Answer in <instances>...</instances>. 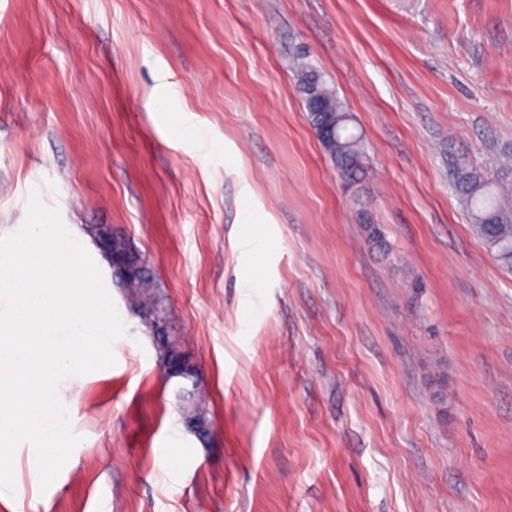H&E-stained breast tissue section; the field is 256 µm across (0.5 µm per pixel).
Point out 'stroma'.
<instances>
[{
    "label": "stroma",
    "mask_w": 512,
    "mask_h": 512,
    "mask_svg": "<svg viewBox=\"0 0 512 512\" xmlns=\"http://www.w3.org/2000/svg\"><path fill=\"white\" fill-rule=\"evenodd\" d=\"M306 56L365 141L360 203ZM512 148V0H0V237L31 194L147 259L205 434L128 332L0 512H512V273L453 190ZM383 225L389 254L364 221Z\"/></svg>",
    "instance_id": "stroma-1"
}]
</instances>
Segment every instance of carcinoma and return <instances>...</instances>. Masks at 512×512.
Returning a JSON list of instances; mask_svg holds the SVG:
<instances>
[{
	"instance_id": "obj_1",
	"label": "carcinoma",
	"mask_w": 512,
	"mask_h": 512,
	"mask_svg": "<svg viewBox=\"0 0 512 512\" xmlns=\"http://www.w3.org/2000/svg\"><path fill=\"white\" fill-rule=\"evenodd\" d=\"M297 89L303 97L313 128L327 122L331 137L323 146L349 188L362 185L368 175L367 154L361 134L350 131L353 118L346 111L334 89L327 85L321 74L307 63L297 69ZM315 85L317 92L331 105L332 111L324 114L311 111V98L306 87ZM504 163L496 169H483L460 165L455 169L453 186L466 207L477 236L494 253L504 268L512 272V202L504 194L512 184V153L503 151ZM116 247L129 252L132 264L127 275L121 278L127 295L139 307L160 305L158 284L149 275L146 260L126 239L116 237Z\"/></svg>"
}]
</instances>
